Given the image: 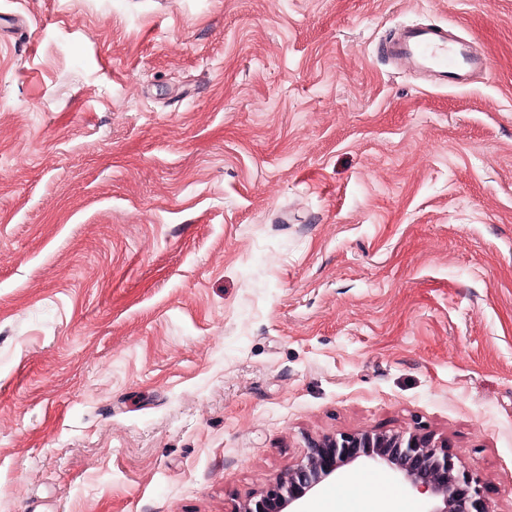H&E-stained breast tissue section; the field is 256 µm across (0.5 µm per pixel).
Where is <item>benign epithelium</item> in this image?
Listing matches in <instances>:
<instances>
[{"mask_svg":"<svg viewBox=\"0 0 512 512\" xmlns=\"http://www.w3.org/2000/svg\"><path fill=\"white\" fill-rule=\"evenodd\" d=\"M357 462L383 467L431 496V512H489L479 476L458 464L448 441L420 430L343 433L314 441L300 463L236 512H301L303 498Z\"/></svg>","mask_w":512,"mask_h":512,"instance_id":"7a95c632","label":"benign epithelium"}]
</instances>
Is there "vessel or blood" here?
<instances>
[{"mask_svg":"<svg viewBox=\"0 0 512 512\" xmlns=\"http://www.w3.org/2000/svg\"><path fill=\"white\" fill-rule=\"evenodd\" d=\"M387 52L415 68L433 73L441 84H463L467 75L488 70V56L477 54L469 43L449 39L446 29L430 26L405 30Z\"/></svg>","mask_w":512,"mask_h":512,"instance_id":"obj_1","label":"vessel or blood"}]
</instances>
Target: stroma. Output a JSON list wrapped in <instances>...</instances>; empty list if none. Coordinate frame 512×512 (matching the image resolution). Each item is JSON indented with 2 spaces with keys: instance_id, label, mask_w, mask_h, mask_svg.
<instances>
[{
  "instance_id": "stroma-1",
  "label": "stroma",
  "mask_w": 512,
  "mask_h": 512,
  "mask_svg": "<svg viewBox=\"0 0 512 512\" xmlns=\"http://www.w3.org/2000/svg\"><path fill=\"white\" fill-rule=\"evenodd\" d=\"M438 25L491 69L389 64ZM512 512V0H0V512H234L311 441ZM425 512L358 464L353 481ZM448 448L447 441L420 430L343 433L313 441L300 463L234 512H301L303 498L357 462L383 467L431 496L430 512H490L479 476L462 468Z\"/></svg>"
}]
</instances>
